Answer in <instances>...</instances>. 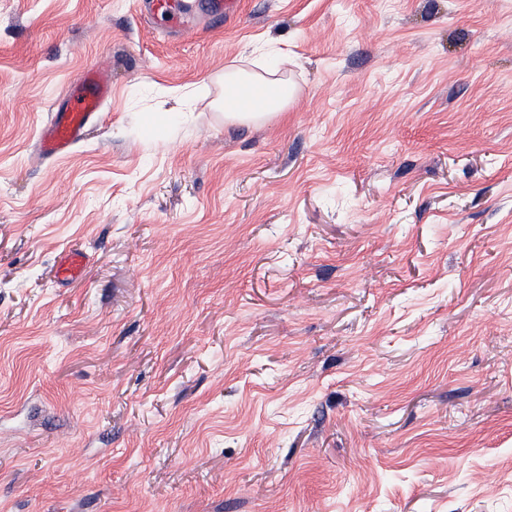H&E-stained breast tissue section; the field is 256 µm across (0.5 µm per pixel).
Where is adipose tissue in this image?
Returning a JSON list of instances; mask_svg holds the SVG:
<instances>
[{"mask_svg":"<svg viewBox=\"0 0 512 512\" xmlns=\"http://www.w3.org/2000/svg\"><path fill=\"white\" fill-rule=\"evenodd\" d=\"M224 90L235 96L233 103L224 106V120L230 124L264 122L285 111L297 96L288 80L239 67L225 70Z\"/></svg>","mask_w":512,"mask_h":512,"instance_id":"1","label":"adipose tissue"}]
</instances>
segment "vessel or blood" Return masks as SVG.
<instances>
[{"label":"vessel or blood","mask_w":512,"mask_h":512,"mask_svg":"<svg viewBox=\"0 0 512 512\" xmlns=\"http://www.w3.org/2000/svg\"><path fill=\"white\" fill-rule=\"evenodd\" d=\"M141 10L154 21L189 32V19L194 13L193 0H139ZM112 88L110 70L97 65L89 69L79 92L70 96L66 107L54 113L50 123L45 125L41 151L47 155L59 156L68 153L84 139L90 124L98 117L104 100ZM86 263L85 254L77 249L69 251L57 270L58 281L67 282L78 277Z\"/></svg>","instance_id":"1"}]
</instances>
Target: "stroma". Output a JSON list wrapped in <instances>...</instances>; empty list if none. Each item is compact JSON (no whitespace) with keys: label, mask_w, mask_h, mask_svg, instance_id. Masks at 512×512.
Wrapping results in <instances>:
<instances>
[{"label":"stroma","mask_w":512,"mask_h":512,"mask_svg":"<svg viewBox=\"0 0 512 512\" xmlns=\"http://www.w3.org/2000/svg\"><path fill=\"white\" fill-rule=\"evenodd\" d=\"M194 21L0 0V512H512V0ZM263 44L298 96L225 123ZM112 88L110 70L96 65L89 69L79 92L69 97L66 107L54 112L42 135L43 154L59 156L68 153L84 139L88 127L99 116L104 100ZM85 263L86 256L82 251L78 249L69 251L64 262L58 265L56 270L58 281L67 282L75 279L82 273Z\"/></svg>","instance_id":"obj_1"}]
</instances>
